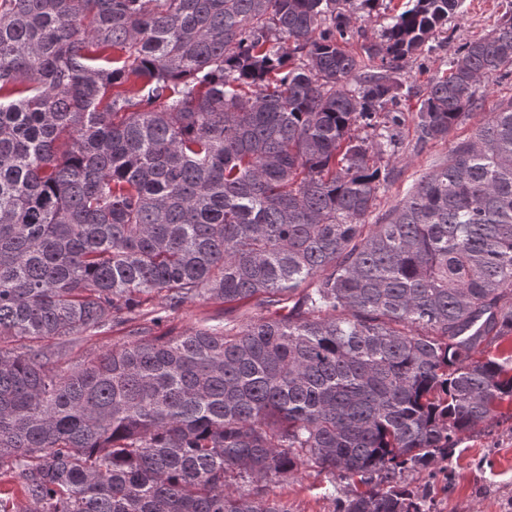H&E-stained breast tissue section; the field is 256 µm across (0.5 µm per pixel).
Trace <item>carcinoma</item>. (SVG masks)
I'll return each instance as SVG.
<instances>
[{"mask_svg":"<svg viewBox=\"0 0 512 512\" xmlns=\"http://www.w3.org/2000/svg\"><path fill=\"white\" fill-rule=\"evenodd\" d=\"M378 5L0 0V342H27L0 350V478L25 501L0 512H288L269 484L304 466L365 486L338 512H426L396 476L512 402V103L366 223L400 62L462 0H406L348 51ZM509 75L512 3L427 80L417 143ZM155 295L261 314L43 362ZM383 7L384 6H379V11L373 12V17L371 18V21H369L368 23H366V22L363 23L361 21L353 20V22L351 23V26L355 33H354V36L352 37V39L347 44L348 50H350L351 52H353L355 54H359V55H360V53H362V45L364 44V41H365L364 36H363L364 31H365L364 35L368 37V40H376V37H378V35L380 34L381 26L384 23L382 16L376 18V13L380 12L379 14L383 15V11H384ZM361 25L363 26L364 31L361 34L360 33L357 34L356 30H358V27Z\"/></svg>","mask_w":512,"mask_h":512,"instance_id":"cac0c4a2","label":"carcinoma"}]
</instances>
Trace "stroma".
I'll return each instance as SVG.
<instances>
[{
	"instance_id": "1",
	"label": "stroma",
	"mask_w": 512,
	"mask_h": 512,
	"mask_svg": "<svg viewBox=\"0 0 512 512\" xmlns=\"http://www.w3.org/2000/svg\"><path fill=\"white\" fill-rule=\"evenodd\" d=\"M508 0H465L462 14L449 18L435 43L437 50L427 56L407 60L403 69L404 121L401 144L395 154H382L379 163L389 178L381 186L367 221L381 223L385 214L412 192L420 178L446 164L458 143L469 139L489 112L512 101V77L491 80L480 106L470 112L446 139L418 145L413 116L417 95L427 78L446 70L448 58L463 43L484 35L504 12ZM163 319L152 335L176 336L190 328L240 324L246 309H231L214 300H194L174 311H162ZM130 322L118 320L101 330L79 336H62L47 342L50 365L66 372L91 364L100 355L130 338ZM409 489H427L430 512H512V404L503 403L496 415L475 430L458 434L448 461V469L436 476L407 475ZM350 480L331 477L314 468H302L275 488L288 512H333L335 502L351 489Z\"/></svg>"
}]
</instances>
